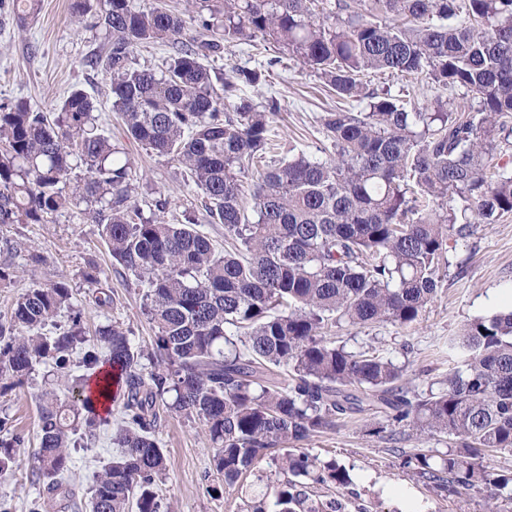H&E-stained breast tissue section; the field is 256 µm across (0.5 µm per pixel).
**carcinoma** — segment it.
Returning <instances> with one entry per match:
<instances>
[{
	"mask_svg": "<svg viewBox=\"0 0 512 512\" xmlns=\"http://www.w3.org/2000/svg\"><path fill=\"white\" fill-rule=\"evenodd\" d=\"M104 5L96 64L110 76L112 111L128 136L183 168L207 216L224 225L225 249L215 253L189 214L167 222L164 198L143 215L131 162L101 133L86 92L47 112L0 102V225L42 224L86 205L113 261L144 290L155 328L147 346L117 323L88 336L61 281L24 290L0 320V376L20 382L48 364L70 395L40 398L31 463L50 500L73 498L63 485L69 448L107 424L101 403L121 414L112 436L121 451L89 488L90 512H160L164 410L201 423L228 485L266 459L275 465L272 495L244 512H315L305 485L347 487L336 462L288 445L368 411L384 415L376 434L458 438L436 466L415 455L417 477L495 498L512 482L483 465L488 451L512 454V310L448 337L453 365L426 396L409 387L406 366L349 351L330 333L417 322L437 296L448 241L512 213V173L489 169L512 136V0H191L187 18L162 0ZM14 6L23 24L39 0ZM192 22L200 34L188 40ZM255 40L284 48L341 101L320 118L334 155L267 160L280 103L242 93L262 73L235 65L215 74L202 63ZM155 43L172 49L161 68L137 65V49ZM386 74L404 88L364 83ZM424 84L437 94L422 103L410 89ZM450 88L462 90L451 107ZM65 308L69 328L43 333ZM82 347L76 375L71 356ZM24 447L17 435L0 440V474L19 467Z\"/></svg>",
	"mask_w": 512,
	"mask_h": 512,
	"instance_id": "obj_1",
	"label": "carcinoma"
}]
</instances>
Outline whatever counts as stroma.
Instances as JSON below:
<instances>
[{
	"label": "stroma",
	"instance_id": "35a3bbf8",
	"mask_svg": "<svg viewBox=\"0 0 512 512\" xmlns=\"http://www.w3.org/2000/svg\"><path fill=\"white\" fill-rule=\"evenodd\" d=\"M71 0H42L38 13L25 24H17L12 0H0V101L25 100L33 107L48 109L72 90L90 95L99 108L100 126L113 143L123 149L137 175L136 191L143 210L161 195L170 206L166 218L191 211L197 229L216 250L224 248V227L210 221L201 206L200 192L187 182L179 165L147 151L128 138L124 126L111 110L109 75L89 66L101 43L98 21L101 0L80 21H73ZM205 64L221 72L245 65L263 73L259 87L247 88L254 100L277 98L282 111L274 122L277 154L285 158L302 152L321 156L329 142L320 117L335 108L336 96L329 92L309 68L277 45L241 44L210 56ZM17 242V251L4 255L17 274L0 281V319L9 317L14 298L37 283L62 281L73 292V302L87 328L112 322L128 330L136 344H149L155 335L145 313L142 289L120 277L112 256L83 207L73 206L55 213L43 224L0 225V243ZM448 263L440 270L438 295L422 317L410 326L389 323L368 328L342 326L336 331L337 344L352 351L373 349L394 362L407 365L413 389L428 394L431 384L448 370V339L463 325L500 309L499 299L512 290V214L494 223L475 226L472 235L452 238ZM94 272L97 283L85 275ZM109 291L111 307L95 303L98 289ZM55 387L48 368L39 365L23 379H0V419L6 420L0 436L20 434L28 449L38 446V397ZM372 417H354L335 430L303 441L306 452L320 460L336 461L352 479L344 489L314 486L306 491L308 505L317 512H331L330 503L341 504V512H401L399 500L386 491L399 485L412 492L421 512H487L485 493L445 494L417 480L407 460L415 453L440 459L456 444L448 435H420L409 431L397 439L374 434ZM165 448L167 468L158 481L163 512H239L244 501L262 496L266 483L248 480L225 486L213 470V448L199 422L171 415L158 431ZM74 465L65 476L78 502H86L95 472L118 458L111 428L101 429L95 442H80L71 451ZM28 463L0 475V504L7 512H63L44 503L41 484L28 477Z\"/></svg>",
	"mask_w": 512,
	"mask_h": 512
}]
</instances>
